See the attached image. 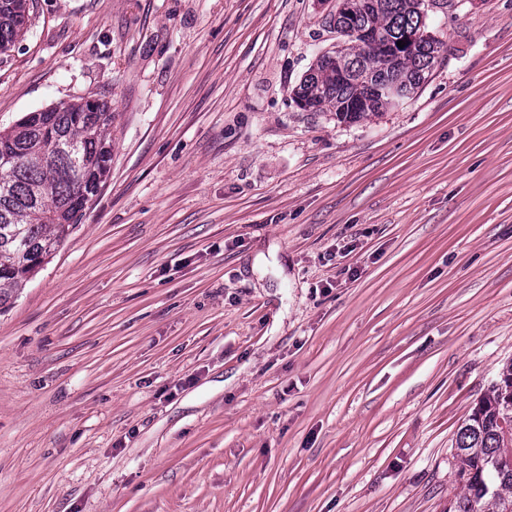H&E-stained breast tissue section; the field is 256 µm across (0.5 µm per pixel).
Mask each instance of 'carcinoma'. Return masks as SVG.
<instances>
[{
	"label": "carcinoma",
	"instance_id": "1",
	"mask_svg": "<svg viewBox=\"0 0 512 512\" xmlns=\"http://www.w3.org/2000/svg\"><path fill=\"white\" fill-rule=\"evenodd\" d=\"M28 0H0V53L23 30ZM425 0H364L336 21L353 72L343 78L331 54L293 90L327 109L340 122L356 123L395 106L389 95H367L370 84L392 78L412 99L429 73L444 60L445 45L427 34ZM376 31L380 43L405 33L423 34L414 53L380 58L377 46L356 44L350 32ZM113 113L106 102L72 100L29 112L0 130V311L47 264L80 223L109 176ZM457 473L463 484L452 512H512V362L502 368L480 403L459 428Z\"/></svg>",
	"mask_w": 512,
	"mask_h": 512
}]
</instances>
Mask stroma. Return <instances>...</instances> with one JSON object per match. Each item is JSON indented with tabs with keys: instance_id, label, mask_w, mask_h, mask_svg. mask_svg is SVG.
I'll list each match as a JSON object with an SVG mask.
<instances>
[{
	"instance_id": "stroma-1",
	"label": "stroma",
	"mask_w": 512,
	"mask_h": 512,
	"mask_svg": "<svg viewBox=\"0 0 512 512\" xmlns=\"http://www.w3.org/2000/svg\"><path fill=\"white\" fill-rule=\"evenodd\" d=\"M0 129L114 114L110 176L0 313V512H448L512 360V0L357 123L293 90L336 0H29Z\"/></svg>"
}]
</instances>
